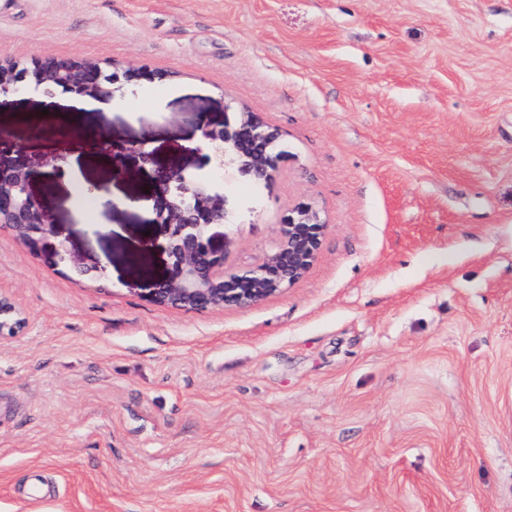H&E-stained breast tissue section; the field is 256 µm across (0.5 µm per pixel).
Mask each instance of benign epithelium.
Here are the masks:
<instances>
[{
  "label": "benign epithelium",
  "instance_id": "benign-epithelium-1",
  "mask_svg": "<svg viewBox=\"0 0 512 512\" xmlns=\"http://www.w3.org/2000/svg\"><path fill=\"white\" fill-rule=\"evenodd\" d=\"M154 79L147 69L137 68L116 71L112 83L105 84L100 68L80 59H45L34 63L31 70L0 64V108L25 82L46 96L62 91L102 101L113 97L117 83ZM200 131L201 146L197 150H207L206 163L244 175L255 187L266 185L287 156L280 149V133L245 108L232 112L224 107V118L206 121ZM57 140L61 151L49 158L21 161L0 151V224L10 228L33 254L43 252L48 239H56L55 255L77 266L79 262L66 246L61 225L54 223L32 193L36 167L50 165L53 174L61 178L69 153L95 147L112 156L114 177L126 178L131 174L127 159H137L144 170L155 164V157L148 140L115 143L104 128L79 135L59 128ZM155 181L158 192L151 225L165 239L168 257L167 274L152 293L157 304L186 311L247 306L301 279L317 258L327 224L310 203L299 202L290 208L282 219L275 245L258 263L242 271L226 266V252L213 246L216 228H223L226 243L234 233V209L218 187L207 176L178 166L156 170ZM24 324L20 308L0 295V337L17 335Z\"/></svg>",
  "mask_w": 512,
  "mask_h": 512
}]
</instances>
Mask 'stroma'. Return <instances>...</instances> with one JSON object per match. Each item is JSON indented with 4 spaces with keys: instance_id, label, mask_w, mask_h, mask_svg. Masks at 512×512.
Here are the masks:
<instances>
[{
    "instance_id": "35a3bbf8",
    "label": "stroma",
    "mask_w": 512,
    "mask_h": 512,
    "mask_svg": "<svg viewBox=\"0 0 512 512\" xmlns=\"http://www.w3.org/2000/svg\"><path fill=\"white\" fill-rule=\"evenodd\" d=\"M147 68L109 111L22 89L19 114L202 172L199 120L245 107L288 160L264 187L215 174L230 263L298 201L327 225L294 284L250 306L149 297L167 255L147 173L78 152L116 202L32 189L84 266L0 226V512H512V0H0V63ZM25 317L10 298L0 294V337L15 336L24 327Z\"/></svg>"
}]
</instances>
